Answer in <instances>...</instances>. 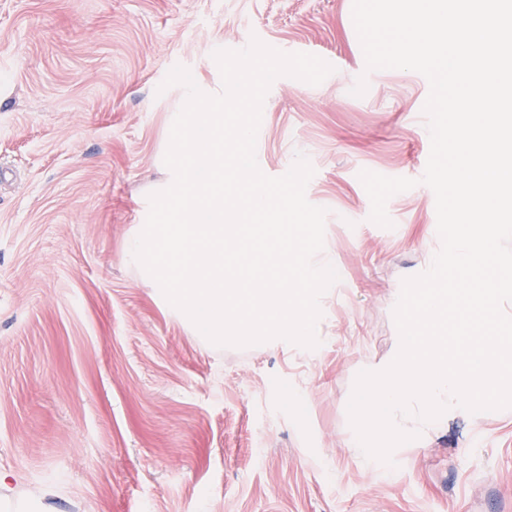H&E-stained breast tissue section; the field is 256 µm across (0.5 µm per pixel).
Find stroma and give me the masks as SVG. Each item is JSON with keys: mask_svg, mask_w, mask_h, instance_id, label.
<instances>
[{"mask_svg": "<svg viewBox=\"0 0 512 512\" xmlns=\"http://www.w3.org/2000/svg\"><path fill=\"white\" fill-rule=\"evenodd\" d=\"M353 0H0V499L47 512H512V408L449 411L395 453L357 450V374L386 361L403 279L440 248L429 82L366 71ZM258 38L330 60L320 85L276 79L256 158L296 153L327 211L319 344L201 343L127 255L186 92L222 91L212 57ZM366 77L363 96L352 95ZM414 179L369 219L358 178ZM300 395L289 404L286 394Z\"/></svg>", "mask_w": 512, "mask_h": 512, "instance_id": "1", "label": "stroma"}]
</instances>
